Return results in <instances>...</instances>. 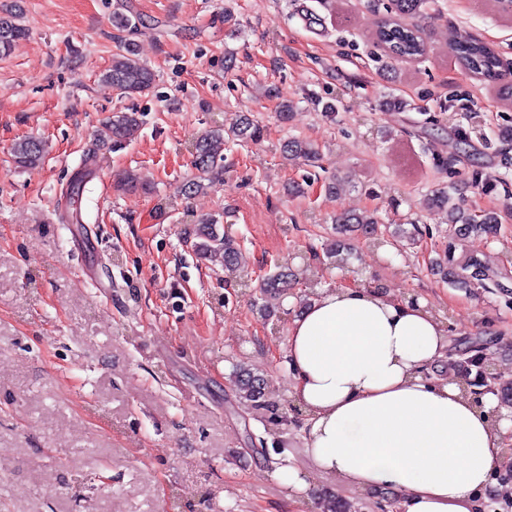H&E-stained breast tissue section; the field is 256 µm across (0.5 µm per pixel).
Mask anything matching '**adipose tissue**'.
<instances>
[{"label":"adipose tissue","instance_id":"1","mask_svg":"<svg viewBox=\"0 0 512 512\" xmlns=\"http://www.w3.org/2000/svg\"><path fill=\"white\" fill-rule=\"evenodd\" d=\"M449 326L427 301L374 285L314 290L284 355L312 462L272 471L289 498L311 501L330 481L390 492L395 512H489L507 421L495 394L477 398L461 377L437 375Z\"/></svg>","mask_w":512,"mask_h":512}]
</instances>
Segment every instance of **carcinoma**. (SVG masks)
Segmentation results:
<instances>
[{
    "mask_svg": "<svg viewBox=\"0 0 512 512\" xmlns=\"http://www.w3.org/2000/svg\"><path fill=\"white\" fill-rule=\"evenodd\" d=\"M388 11L390 15L381 18L375 30L376 41L386 49L387 57L399 61L423 56L426 46L420 30L401 22V19L433 17L438 11L436 0H391ZM25 35L26 28L13 17H0V55L8 53L13 43ZM451 49L457 60L481 79L490 83L498 79L501 61L491 46L478 40L461 38L453 42ZM103 78L120 91L122 97L132 99L152 87L155 73L136 57L134 50L127 48L112 58V65L103 74ZM139 125L137 111L116 112L102 123L99 137L104 142H120L129 138ZM263 135L264 127L249 118L228 132L218 126L202 135L196 141L193 159L198 175L187 185L188 192L204 191L219 179V162L224 160V149L228 142L258 141ZM283 154L308 162L320 158L319 150L313 143L298 139L285 142ZM12 156L19 168L36 165L43 160V145L33 138H21L14 143ZM424 208L443 215L444 223L448 224L446 243L438 248L432 261L436 274L451 287L469 292L479 288L490 291L502 287V273L483 265L474 256H456L455 248V241L472 234L496 235L500 226L498 217L464 210L448 186L439 187L427 194ZM333 223L336 238L325 244V253L328 259L337 264L344 263L347 240L353 236H361L379 246L385 243L386 236L411 245L423 237L419 225L413 223L408 227L404 224H383L375 211L340 213L334 217ZM193 247L198 257L219 261L224 271L248 275V263L239 241L225 231L218 219L211 217L198 223ZM295 280L296 275L279 268L264 276L260 292L268 301L278 300L288 294ZM479 357V350L476 349L455 362L466 386L474 395L480 394L485 387L484 367ZM233 379L240 402L255 410L267 407L265 382L255 369L238 364L233 371Z\"/></svg>",
    "mask_w": 512,
    "mask_h": 512,
    "instance_id": "carcinoma-1",
    "label": "carcinoma"
}]
</instances>
